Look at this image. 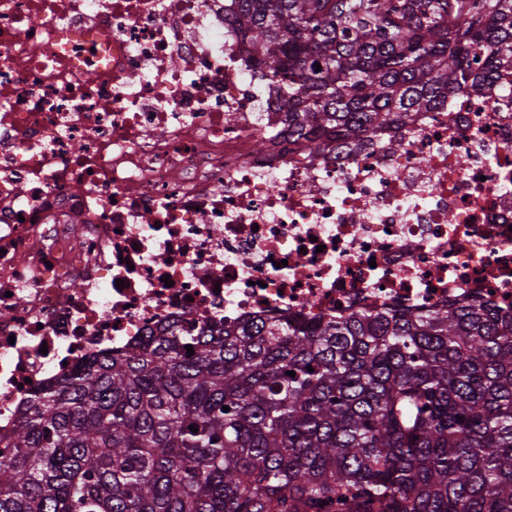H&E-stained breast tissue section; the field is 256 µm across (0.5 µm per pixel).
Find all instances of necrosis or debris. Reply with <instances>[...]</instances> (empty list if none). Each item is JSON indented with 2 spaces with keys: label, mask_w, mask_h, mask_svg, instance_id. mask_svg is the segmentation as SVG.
<instances>
[{
  "label": "necrosis or debris",
  "mask_w": 512,
  "mask_h": 512,
  "mask_svg": "<svg viewBox=\"0 0 512 512\" xmlns=\"http://www.w3.org/2000/svg\"><path fill=\"white\" fill-rule=\"evenodd\" d=\"M269 88L224 0H0V450L34 391L204 312H512L511 88L319 153Z\"/></svg>",
  "instance_id": "4bbe7bcc"
}]
</instances>
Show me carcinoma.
<instances>
[{"mask_svg":"<svg viewBox=\"0 0 512 512\" xmlns=\"http://www.w3.org/2000/svg\"><path fill=\"white\" fill-rule=\"evenodd\" d=\"M224 22L311 152L512 84V0H224ZM0 512H512V314L165 327L35 393Z\"/></svg>","mask_w":512,"mask_h":512,"instance_id":"obj_1","label":"carcinoma"}]
</instances>
